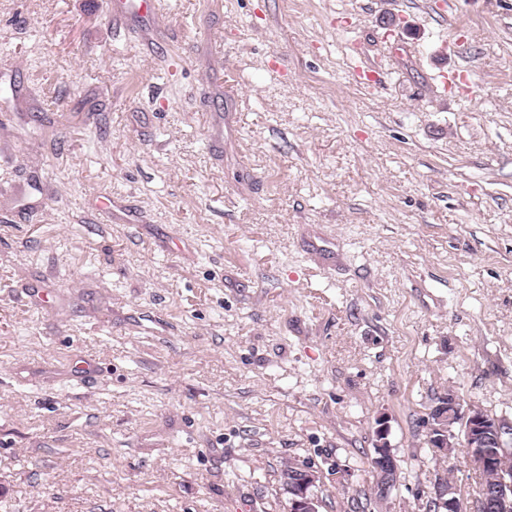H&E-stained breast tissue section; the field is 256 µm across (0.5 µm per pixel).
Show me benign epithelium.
Instances as JSON below:
<instances>
[{"label": "benign epithelium", "mask_w": 512, "mask_h": 512, "mask_svg": "<svg viewBox=\"0 0 512 512\" xmlns=\"http://www.w3.org/2000/svg\"><path fill=\"white\" fill-rule=\"evenodd\" d=\"M461 424L470 466L479 478L489 473L496 476V486L483 485L474 497L476 512L495 507L508 512L512 506V422L495 418L479 407L462 408L456 399L440 404L431 412L429 428L432 445L446 452L456 447L453 427ZM376 443L370 466L377 475V488L388 495L395 487L399 464L387 442L385 424L375 431ZM320 480L319 474L306 466L288 467L285 478L289 494L288 512H320L322 501L312 491ZM436 512H463V498L456 485L449 483L437 490Z\"/></svg>", "instance_id": "1"}]
</instances>
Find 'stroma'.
<instances>
[{
    "mask_svg": "<svg viewBox=\"0 0 512 512\" xmlns=\"http://www.w3.org/2000/svg\"><path fill=\"white\" fill-rule=\"evenodd\" d=\"M104 2L0 0V512L472 500L429 422L512 421V0L456 52L439 0ZM161 0H108L112 19L150 23L160 11ZM387 433L385 423H381L375 431L374 455L370 458V466L378 478L377 488L385 496L395 487L399 473L398 460L387 442ZM320 480L319 474L306 466H288L285 486L288 494L289 512H320L322 501L312 491ZM437 493V494H436ZM436 512H462L463 498L455 484L448 483L436 491Z\"/></svg>",
    "mask_w": 512,
    "mask_h": 512,
    "instance_id": "stroma-1",
    "label": "stroma"
}]
</instances>
